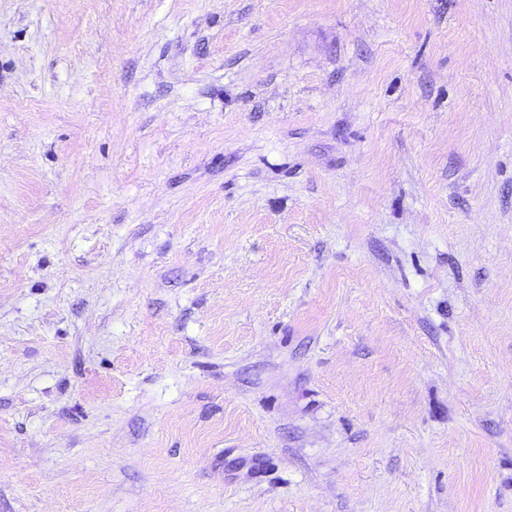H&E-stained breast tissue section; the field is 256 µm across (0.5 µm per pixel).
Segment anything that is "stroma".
<instances>
[{
  "label": "stroma",
  "mask_w": 512,
  "mask_h": 512,
  "mask_svg": "<svg viewBox=\"0 0 512 512\" xmlns=\"http://www.w3.org/2000/svg\"><path fill=\"white\" fill-rule=\"evenodd\" d=\"M0 512H512V0H0Z\"/></svg>",
  "instance_id": "1"
}]
</instances>
